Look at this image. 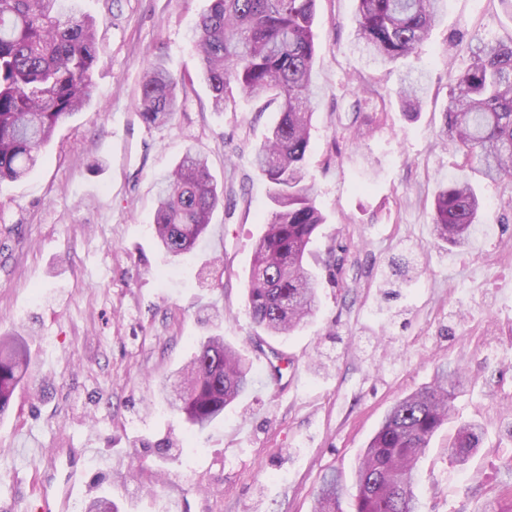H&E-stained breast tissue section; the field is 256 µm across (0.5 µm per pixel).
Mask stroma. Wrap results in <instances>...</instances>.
Masks as SVG:
<instances>
[{"mask_svg": "<svg viewBox=\"0 0 512 512\" xmlns=\"http://www.w3.org/2000/svg\"><path fill=\"white\" fill-rule=\"evenodd\" d=\"M209 5L82 0L99 22L91 101L59 124L37 170L0 185V335L30 346L28 377L0 416V512H38L47 469L34 448L85 449L68 512L95 492L122 512H311L332 470L351 512L359 460L387 411L458 366L465 387L417 462L418 495L421 512H481L512 480V183L463 170L440 134L449 74L479 41L512 38V8L447 0L417 55L392 66L355 49V0H316L308 170L325 222L306 267L321 304L290 335L270 336L246 288L269 211L254 155L277 109L238 98L214 110L192 42ZM159 59L184 79L185 99L150 126L138 97ZM410 68L426 85L412 118L396 96ZM189 145L225 197L204 247L173 258L154 237L156 183ZM461 172L490 232L453 246L432 234L433 201ZM211 334L252 359L284 355L288 385L274 391L254 368V389L200 433L170 413L158 384ZM471 420L482 448L452 465L448 443ZM172 434L186 445L161 456ZM470 486L480 494L467 501Z\"/></svg>", "mask_w": 512, "mask_h": 512, "instance_id": "1", "label": "stroma"}]
</instances>
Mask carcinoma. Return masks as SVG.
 Returning <instances> with one entry per match:
<instances>
[{
  "label": "carcinoma",
  "instance_id": "carcinoma-1",
  "mask_svg": "<svg viewBox=\"0 0 512 512\" xmlns=\"http://www.w3.org/2000/svg\"><path fill=\"white\" fill-rule=\"evenodd\" d=\"M194 26L202 76L221 111L239 95L275 105L279 118L255 152L258 173L270 184L271 211L255 244L246 294L253 322L286 335L313 314L316 279L304 267L309 245L324 224L308 180L316 46V0H210ZM357 46L375 60L396 64L416 54L444 8V0H356ZM97 20L80 0H0V183L27 176L58 124L79 111L92 92L99 61ZM184 80L155 63L138 100L148 125L166 122L179 107ZM424 88L409 81L398 91L402 111L420 112ZM444 142L492 180H512V39L480 41L470 62L448 77ZM224 194L207 160L194 147L161 180L154 234L166 253L182 257L205 242ZM482 202L464 178L452 176L434 197L437 238L465 244L479 224ZM27 367L21 337L0 338V415L10 407ZM252 366L212 335L199 342L181 370L182 391L168 408L205 431L252 386ZM463 383L461 369L443 370L433 385L400 400L384 417L356 470L352 512H421L416 463L448 422ZM476 423L463 425L448 446L454 463L480 444ZM341 487L322 477L313 512H341ZM85 512H120L96 494Z\"/></svg>",
  "mask_w": 512,
  "mask_h": 512
}]
</instances>
